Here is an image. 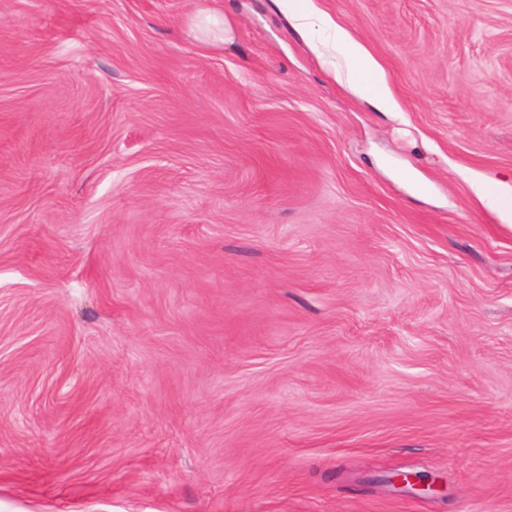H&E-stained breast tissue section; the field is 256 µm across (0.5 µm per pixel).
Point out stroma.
<instances>
[{"label": "stroma", "mask_w": 512, "mask_h": 512, "mask_svg": "<svg viewBox=\"0 0 512 512\" xmlns=\"http://www.w3.org/2000/svg\"><path fill=\"white\" fill-rule=\"evenodd\" d=\"M319 5L400 112L273 0H0V512H512V0ZM277 8L288 13L295 27L311 36L312 49L320 57L335 58L336 51L343 65L336 68L338 77L358 94L370 96L385 112H400L383 68L364 44L336 20L320 9L317 0H273ZM475 195L481 202L494 204L503 220L512 223V186L505 185L497 191H490L482 181L473 183ZM381 481L398 490H413L424 494L438 490L437 480L429 479L420 472L395 471L383 477Z\"/></svg>", "instance_id": "stroma-1"}]
</instances>
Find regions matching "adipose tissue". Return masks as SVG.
Wrapping results in <instances>:
<instances>
[{
    "label": "adipose tissue",
    "mask_w": 512,
    "mask_h": 512,
    "mask_svg": "<svg viewBox=\"0 0 512 512\" xmlns=\"http://www.w3.org/2000/svg\"><path fill=\"white\" fill-rule=\"evenodd\" d=\"M277 8L288 13L295 27L311 37L313 50L322 57L341 56L336 72L358 94L372 97L385 112L399 111L383 68L364 44L336 20L320 9L317 0H274Z\"/></svg>",
    "instance_id": "adipose-tissue-1"
}]
</instances>
